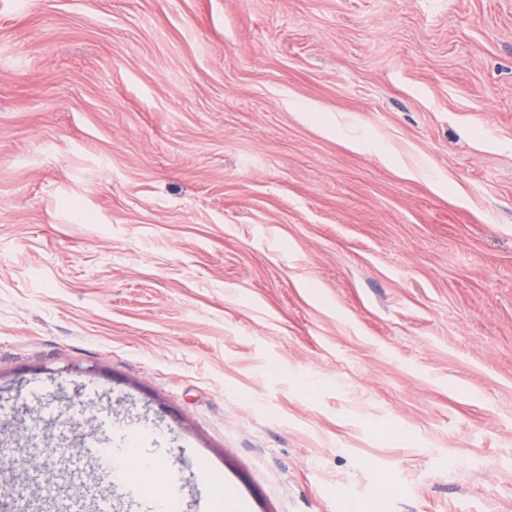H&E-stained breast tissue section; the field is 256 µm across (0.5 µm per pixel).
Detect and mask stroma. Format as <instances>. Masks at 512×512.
Returning <instances> with one entry per match:
<instances>
[{
  "mask_svg": "<svg viewBox=\"0 0 512 512\" xmlns=\"http://www.w3.org/2000/svg\"><path fill=\"white\" fill-rule=\"evenodd\" d=\"M125 431L192 512H512V0H0V501Z\"/></svg>",
  "mask_w": 512,
  "mask_h": 512,
  "instance_id": "35a3bbf8",
  "label": "stroma"
}]
</instances>
